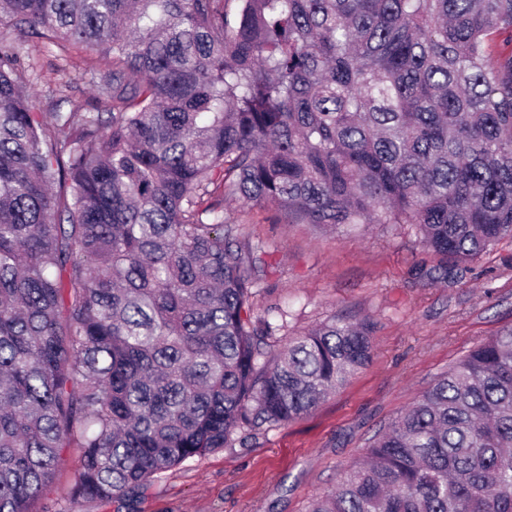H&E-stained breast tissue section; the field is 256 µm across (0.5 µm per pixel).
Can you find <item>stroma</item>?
<instances>
[{"mask_svg": "<svg viewBox=\"0 0 512 512\" xmlns=\"http://www.w3.org/2000/svg\"><path fill=\"white\" fill-rule=\"evenodd\" d=\"M0 41L28 52L23 84L37 89L38 109L108 111V101L95 91L110 79L101 54L25 43L4 26ZM224 218L261 259L255 314L274 307L284 314L271 339L274 349L331 318L368 317L370 362L308 415L188 459L130 502L70 503L80 456L78 449H65L33 512H307L434 377L512 325L510 240L460 271L444 268L406 226L373 224L337 234L289 223L275 206L238 201L225 203Z\"/></svg>", "mask_w": 512, "mask_h": 512, "instance_id": "stroma-1", "label": "stroma"}]
</instances>
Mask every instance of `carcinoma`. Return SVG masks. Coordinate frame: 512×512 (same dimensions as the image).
I'll use <instances>...</instances> for the list:
<instances>
[{"label":"carcinoma","instance_id":"obj_1","mask_svg":"<svg viewBox=\"0 0 512 512\" xmlns=\"http://www.w3.org/2000/svg\"><path fill=\"white\" fill-rule=\"evenodd\" d=\"M101 51L112 112L35 111L0 43V512L144 492L288 423L372 357L334 318L267 357L224 202L410 224L458 267L512 240V0H0ZM309 512H512V326L436 377Z\"/></svg>","mask_w":512,"mask_h":512}]
</instances>
